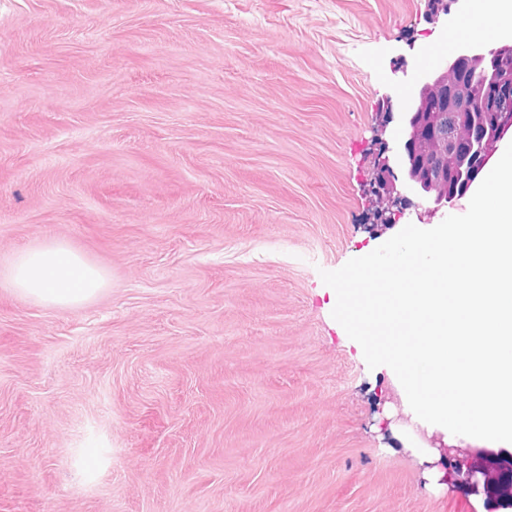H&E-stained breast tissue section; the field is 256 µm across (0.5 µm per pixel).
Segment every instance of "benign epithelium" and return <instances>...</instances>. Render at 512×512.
Here are the masks:
<instances>
[{
  "instance_id": "7a95c632",
  "label": "benign epithelium",
  "mask_w": 512,
  "mask_h": 512,
  "mask_svg": "<svg viewBox=\"0 0 512 512\" xmlns=\"http://www.w3.org/2000/svg\"><path fill=\"white\" fill-rule=\"evenodd\" d=\"M476 58L483 62L481 71L475 80L459 91L454 101L467 103L465 119H470L477 112H489L498 98L512 93V84L506 83L495 66V50L480 45H473L456 58L446 61L436 69L419 76L415 82V94L410 104L399 111L388 105L389 111L383 113L382 128L396 123L402 129L416 133L419 128L420 115L416 111V102L430 87L441 83L448 71L452 70L461 60ZM512 135V122H499L493 126L484 124L471 135L468 150L461 158L454 175L453 186L436 191L432 185L424 184L414 178L415 148L411 138H402L394 143L384 140L376 154L372 168L373 188L384 198V207L380 210L376 222L395 225L404 215L402 201L412 194L428 201L432 210H448L458 206L472 188L482 169L490 163L494 153L487 149L488 143H502L507 135ZM476 460L468 464H450L446 472V480L452 485H467L474 489L480 485L479 475L491 465L495 459L492 452L486 449L474 450Z\"/></svg>"
}]
</instances>
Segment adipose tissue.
Here are the masks:
<instances>
[{
  "label": "adipose tissue",
  "instance_id": "1",
  "mask_svg": "<svg viewBox=\"0 0 512 512\" xmlns=\"http://www.w3.org/2000/svg\"><path fill=\"white\" fill-rule=\"evenodd\" d=\"M469 37L512 33V0H474ZM0 284L20 297L51 307L72 308L96 298L108 286L106 273L67 244L48 241L15 254Z\"/></svg>",
  "mask_w": 512,
  "mask_h": 512
}]
</instances>
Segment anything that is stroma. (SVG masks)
I'll return each instance as SVG.
<instances>
[{"mask_svg": "<svg viewBox=\"0 0 512 512\" xmlns=\"http://www.w3.org/2000/svg\"><path fill=\"white\" fill-rule=\"evenodd\" d=\"M471 0H0V270L60 240L109 286L0 287V512H495L436 477L321 271L373 224L387 106Z\"/></svg>", "mask_w": 512, "mask_h": 512, "instance_id": "obj_1", "label": "stroma"}]
</instances>
